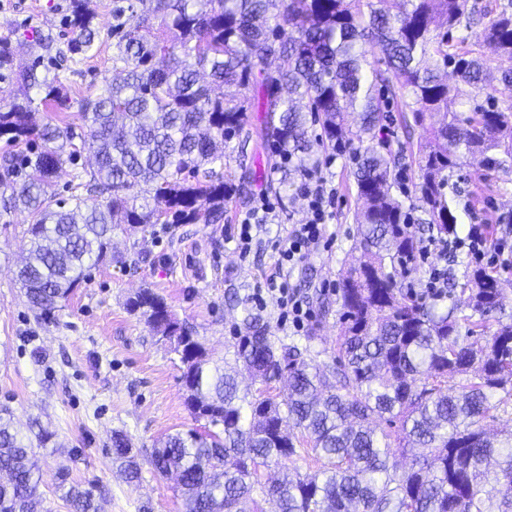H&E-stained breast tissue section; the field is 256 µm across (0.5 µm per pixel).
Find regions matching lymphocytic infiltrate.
Listing matches in <instances>:
<instances>
[{
	"label": "lymphocytic infiltrate",
	"instance_id": "obj_1",
	"mask_svg": "<svg viewBox=\"0 0 512 512\" xmlns=\"http://www.w3.org/2000/svg\"><path fill=\"white\" fill-rule=\"evenodd\" d=\"M301 197L305 202V215L301 222L291 225L284 235L259 241L258 232L262 225L272 223L277 216L278 205L268 196H257L251 207L242 213L235 226L236 240L241 252H251L253 246L265 243L276 256L274 271L266 278L264 287L253 294V301L259 307L274 306L281 319L291 320L294 328H303L305 320L311 316V310L288 284V273L302 262L309 252L315 250L323 241L326 228L333 217V200L336 190L328 180L323 167L317 166L301 171ZM507 240H499L489 245L485 227L471 225L466 237H454L445 241L427 239L421 249V257L435 253L447 256L448 252L466 249L475 259H483L488 249L504 253Z\"/></svg>",
	"mask_w": 512,
	"mask_h": 512
}]
</instances>
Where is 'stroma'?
Returning a JSON list of instances; mask_svg holds the SVG:
<instances>
[{"instance_id":"stroma-1","label":"stroma","mask_w":512,"mask_h":512,"mask_svg":"<svg viewBox=\"0 0 512 512\" xmlns=\"http://www.w3.org/2000/svg\"><path fill=\"white\" fill-rule=\"evenodd\" d=\"M87 0L98 35L91 55L60 62L55 72L70 98L100 93L112 76V4ZM71 0H0V38L21 58H30L29 28L58 33ZM352 153L337 156L328 173L336 186L334 219L325 247L290 275L305 296L312 321L297 330L278 320L275 308L257 307L252 294L276 262L267 251L240 255L232 226L265 190L247 184L224 205L220 224L122 225L114 242L122 262L92 268L85 283L48 319L28 307L13 271L27 254L26 213L0 223V406L9 407L20 430L30 420L54 434L56 447L41 449L40 496L46 512H68L57 488L59 469L94 488L102 512H181L173 481L143 467L138 485H128L112 464V433L124 431L134 447L149 448L162 436L196 427L185 405L183 365L168 342L156 337L127 302L140 289L163 296L180 323L191 326L216 362L233 358L247 315L260 317L276 342L306 349L314 363L328 365L339 334L335 316L320 308L335 304L338 284L351 264L359 203ZM448 198L459 235L485 224L494 237H512V155L498 153L492 167L465 159L448 179Z\"/></svg>"}]
</instances>
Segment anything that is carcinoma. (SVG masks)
I'll return each instance as SVG.
<instances>
[{"mask_svg":"<svg viewBox=\"0 0 512 512\" xmlns=\"http://www.w3.org/2000/svg\"><path fill=\"white\" fill-rule=\"evenodd\" d=\"M467 0H136L112 9V57L118 76L78 103L82 146L56 118L38 125L40 110L68 108L49 65L65 53L93 50L95 16L73 0V37L60 48L39 39L37 56L16 64L0 39V80L20 96L0 107V139L14 151L0 161V218L33 219L30 247L15 279L28 306L47 316L68 300L86 271L112 254L120 224H217L224 202L239 192L224 179V144L262 113V138L282 159L276 195L294 172L317 165L309 123L322 146L354 151L361 202L352 250L361 253L341 280L335 367L321 368L296 345L276 343L260 318H245L235 366L212 361L190 327L149 288L128 302L155 335L180 354L186 407L220 431L190 429L154 445L145 460L154 474H174L183 512H512V433L494 439L486 420L512 396V321L498 317L502 292L483 268L466 275L462 304L443 310L404 289L397 268L420 250L414 223L429 236L457 235L445 186L466 155L494 162L512 153V108L493 98L491 70L512 84V2L490 15L474 42L453 40ZM378 44L383 62L369 60ZM455 82L442 77L448 68ZM234 86L230 97L201 83ZM485 94L470 114L454 109L461 87ZM397 115H392V112ZM447 116L439 125L434 114ZM398 123V149L374 143L383 122ZM420 128L423 139L414 141ZM92 152L87 193L70 208L57 203L54 179ZM417 166L415 203L396 195L399 157ZM131 187L140 189L134 196ZM242 366L260 384L241 390ZM422 448L399 471L390 458ZM302 448L321 462L277 479L265 470ZM112 459L130 483L141 479L140 449L112 434ZM38 459L13 414L0 408V512H40ZM69 512H100L93 491L60 476Z\"/></svg>","mask_w":512,"mask_h":512,"instance_id":"obj_1","label":"carcinoma"}]
</instances>
